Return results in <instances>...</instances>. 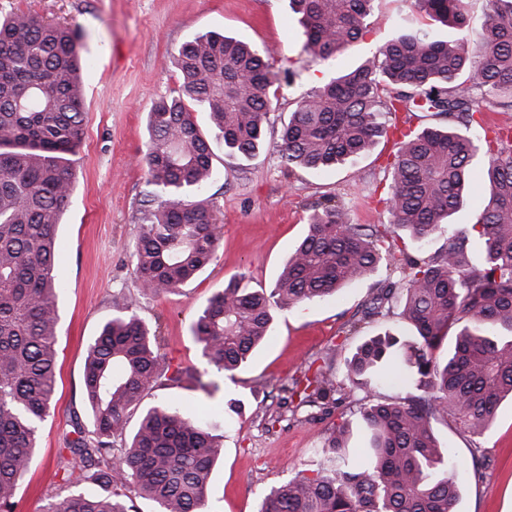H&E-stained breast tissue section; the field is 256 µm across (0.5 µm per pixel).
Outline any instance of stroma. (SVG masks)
Returning <instances> with one entry per match:
<instances>
[{
	"instance_id": "35a3bbf8",
	"label": "stroma",
	"mask_w": 512,
	"mask_h": 512,
	"mask_svg": "<svg viewBox=\"0 0 512 512\" xmlns=\"http://www.w3.org/2000/svg\"><path fill=\"white\" fill-rule=\"evenodd\" d=\"M10 13L79 29L85 62L83 136L73 157L75 188L58 229L54 271L61 285L55 403L40 428L37 462L19 489L20 512H45L65 494L54 472L59 450L72 436V415L89 417L82 398L87 347L115 303L123 301L157 327L172 365L219 385L211 397L188 380L157 387L145 404L170 399L191 417L230 399L243 404L240 416L213 420L224 436V457L212 475L208 512H258L271 488L299 471L318 469L322 443L336 425L349 423L350 448L365 447L356 398L309 420L293 413L278 389L310 371L342 374L357 345L384 326H398L395 316L385 322L363 319L375 293L372 281L276 311L267 344L231 376L207 364L189 332L207 298L232 276L245 274L251 288L271 286L305 233L313 203L333 196L351 223L389 221L392 143L380 141L367 154L320 174L290 172L280 164L282 123L329 74L326 64L302 54L303 29L288 0H0V15ZM367 24L363 39L345 53L344 67L360 65L377 45L404 31L448 36L447 27L420 12L413 0H373ZM208 32L269 50L273 71L289 69L295 77L278 91L265 145L255 157H227L223 139L211 135L218 174L204 197L215 204L221 225L217 258L179 292L156 296L141 288L131 257L148 208L147 114L156 101L178 91V48ZM432 428L458 464V512H512V399L501 402L482 437L451 418L433 421Z\"/></svg>"
}]
</instances>
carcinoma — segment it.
<instances>
[{
  "mask_svg": "<svg viewBox=\"0 0 512 512\" xmlns=\"http://www.w3.org/2000/svg\"><path fill=\"white\" fill-rule=\"evenodd\" d=\"M300 15L302 52L340 65L366 32L372 0H289ZM455 33L418 29L379 45L371 59L305 94L280 131L281 165L314 173L369 152L396 130L398 112L448 117L444 127L400 133L391 162L389 227L349 222L344 205L313 206L307 231L269 290L234 277L214 292L190 333L208 364L230 374L267 342L273 313L335 296L372 279L384 263L399 271L365 318L394 307L413 329L386 330L359 345L342 380L319 372L299 405L323 413L344 391L370 393L394 380L409 389L358 410L368 439L350 458L348 424L325 439L320 468L272 489L260 512H456L459 486L450 450L431 422L453 416L479 435L512 397V131L490 140L476 114L512 112V0H490L472 33L468 0H414ZM80 32L14 13L0 19V512H18L19 481L37 454L39 427L55 398L60 319L54 264L57 232L73 193L72 160L83 133ZM181 85L148 112L146 182L155 206L133 249L141 284L171 294L193 280L219 247L214 206L201 198L215 178L213 151L193 112L208 114L224 153L253 157L263 146L271 89L280 75L267 51L218 33L183 43ZM484 156L490 185L474 235L450 218L466 206L473 161ZM405 232L410 253L386 244ZM448 245L421 256L436 235ZM483 263L471 268L468 250ZM457 328L446 356L440 350ZM158 336L131 306L117 308L87 348L83 401L91 425L73 421L56 477L70 493L47 512H205L223 437L207 419L171 401L142 405L145 393L180 385ZM140 411L127 433L128 414Z\"/></svg>",
  "mask_w": 512,
  "mask_h": 512,
  "instance_id": "obj_1",
  "label": "carcinoma"
}]
</instances>
